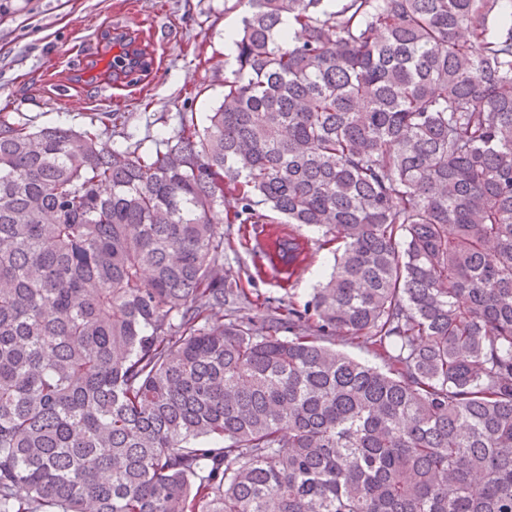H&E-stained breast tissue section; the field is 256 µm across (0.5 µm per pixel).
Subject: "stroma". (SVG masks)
I'll return each instance as SVG.
<instances>
[{
	"label": "stroma",
	"mask_w": 512,
	"mask_h": 512,
	"mask_svg": "<svg viewBox=\"0 0 512 512\" xmlns=\"http://www.w3.org/2000/svg\"><path fill=\"white\" fill-rule=\"evenodd\" d=\"M225 0H0V108L36 127L82 129L93 113L129 112L128 130L152 147L182 112L204 120L224 95L233 57L224 51ZM136 33L153 66L132 82L107 75L101 35ZM310 252L288 280L266 267L261 227L228 224L224 264L251 298L302 302L332 271L320 232L301 229Z\"/></svg>",
	"instance_id": "stroma-1"
}]
</instances>
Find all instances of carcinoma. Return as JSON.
Returning a JSON list of instances; mask_svg holds the SVG:
<instances>
[{"mask_svg": "<svg viewBox=\"0 0 512 512\" xmlns=\"http://www.w3.org/2000/svg\"><path fill=\"white\" fill-rule=\"evenodd\" d=\"M236 3L150 151L0 113V512H512V0ZM231 204L336 244L304 304L250 315Z\"/></svg>", "mask_w": 512, "mask_h": 512, "instance_id": "obj_1", "label": "carcinoma"}]
</instances>
